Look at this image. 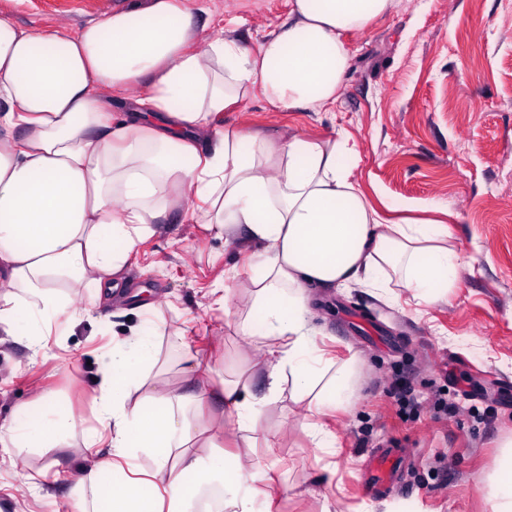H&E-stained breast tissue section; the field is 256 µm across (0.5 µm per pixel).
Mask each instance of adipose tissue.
Listing matches in <instances>:
<instances>
[{
	"instance_id": "adipose-tissue-1",
	"label": "adipose tissue",
	"mask_w": 512,
	"mask_h": 512,
	"mask_svg": "<svg viewBox=\"0 0 512 512\" xmlns=\"http://www.w3.org/2000/svg\"><path fill=\"white\" fill-rule=\"evenodd\" d=\"M396 0H290L286 23L257 50L233 35L202 42L176 0H132L75 32L0 21V335L30 361L49 358L55 327L115 291L138 244L177 213L212 236L256 247L248 290L211 308L259 344L264 384L220 377L183 346L162 361L146 340L161 306L120 310L125 333L91 374L94 422L78 428L52 388L0 416V453L27 481L33 461L76 448L74 495L56 512H261L267 473L249 470L264 407L289 396L313 445L331 448L328 411L351 404L355 359L315 347L311 288H369L445 300L459 261L442 221L382 217L353 178L357 142L216 128L214 117L261 93L276 109L335 101L350 55L341 38ZM138 90L121 124L112 100ZM238 449L218 453L225 436ZM492 512H512V437L487 481Z\"/></svg>"
}]
</instances>
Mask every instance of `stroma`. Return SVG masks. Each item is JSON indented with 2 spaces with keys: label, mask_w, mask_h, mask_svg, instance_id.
I'll return each instance as SVG.
<instances>
[{
  "label": "stroma",
  "mask_w": 512,
  "mask_h": 512,
  "mask_svg": "<svg viewBox=\"0 0 512 512\" xmlns=\"http://www.w3.org/2000/svg\"><path fill=\"white\" fill-rule=\"evenodd\" d=\"M132 0H0V20L75 30ZM197 16L207 39L234 31L256 48L288 19L289 0H207ZM350 66L335 103L320 112L278 111L254 95L215 119L233 130L336 139L359 145L354 176L373 204L415 206L434 199L461 266L447 301L416 304L409 294L385 301L363 288L314 289L310 306L329 356L356 358L359 390L336 411L332 448L313 447L289 400L267 406L263 431L287 427L273 446L258 442L256 465L271 468V512H491L488 466L512 436V0H397L365 32H348ZM251 248L212 237L172 216L130 258L129 291L145 288L169 303L162 358L181 343L222 353L225 374L247 370L246 337L209 309L216 283L237 297L249 282ZM110 308L52 337L53 359L28 363L22 347L0 354V407L31 400L50 383L70 400L79 426L91 424L76 380L112 337ZM456 404L448 415L445 404ZM401 448L408 467L389 495L362 493L369 455ZM22 482L0 462V512H53L49 499L17 503Z\"/></svg>",
  "instance_id": "35a3bbf8"
}]
</instances>
